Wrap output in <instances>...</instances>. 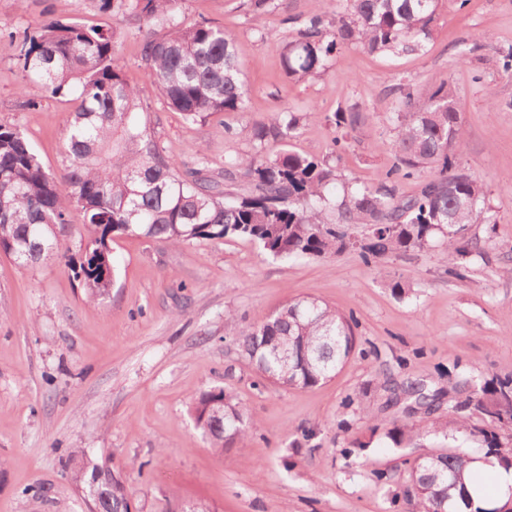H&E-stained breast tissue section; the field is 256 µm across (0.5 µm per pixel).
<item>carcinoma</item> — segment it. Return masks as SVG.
<instances>
[{"instance_id":"cac0c4a2","label":"carcinoma","mask_w":512,"mask_h":512,"mask_svg":"<svg viewBox=\"0 0 512 512\" xmlns=\"http://www.w3.org/2000/svg\"><path fill=\"white\" fill-rule=\"evenodd\" d=\"M178 0H99V10L130 12L151 27L172 18ZM339 25L316 14L298 37L286 43L283 65L288 78L321 75L348 42L379 54H412L425 47L436 20L438 0H337ZM119 34L102 26L49 20L23 33L19 61L28 80L52 96H75L66 120L67 165L60 174L45 168L24 133L0 125V250L25 249L41 237L52 250L69 224L71 207L83 217L88 236L80 257H66L91 300L106 295L114 273L112 240L137 234L181 244L227 236L257 240L274 256L324 258L348 248L369 264L380 255L427 247L444 239L448 261L467 254L459 246L468 226L496 220L485 208L484 185L461 172L460 98L452 85H440L426 98L403 91L407 111L397 113V162L387 173L409 177L428 168L419 192L396 200L390 190L357 189L336 202V173L325 160L294 151L267 152V138L282 139L297 117L282 112L274 123L252 126L254 154L232 158L246 189L228 198L221 181L203 165L179 170L166 156L147 123L137 90L126 79L116 54ZM142 59L165 103L196 122L219 112L246 110L235 37L221 25L171 23L166 34L143 39ZM336 209V223L322 218ZM347 224H368L371 234L359 244ZM244 357L267 381L283 387L312 388L336 374L355 349L352 320L311 296L295 299L255 323L238 339ZM405 393L430 408L433 399L419 382ZM195 424L209 446L222 453L255 428L245 404L217 388L192 401ZM446 424L425 421L395 425L385 436L396 443L430 432H467L480 438L487 453L512 468V449L503 450L499 431L512 432V378L492 377L475 384L472 395ZM477 414L491 425L472 426ZM475 456L448 447L416 457L404 491L417 512H512L491 501L474 505L464 487V471ZM86 484L99 512H129L126 486L105 463L73 471Z\"/></svg>"}]
</instances>
